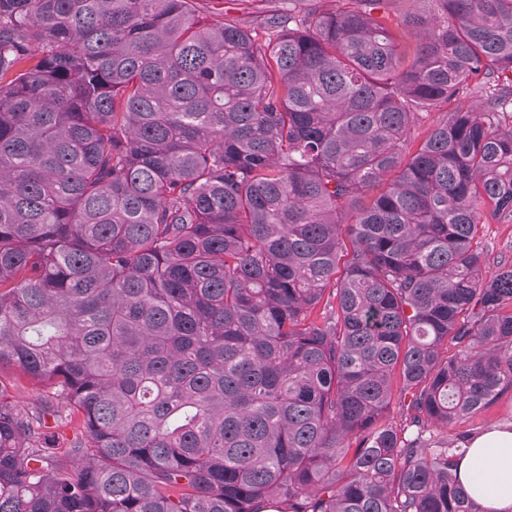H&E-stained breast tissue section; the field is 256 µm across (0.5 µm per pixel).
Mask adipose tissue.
<instances>
[{"mask_svg":"<svg viewBox=\"0 0 512 512\" xmlns=\"http://www.w3.org/2000/svg\"><path fill=\"white\" fill-rule=\"evenodd\" d=\"M457 476L483 512H512V422L489 424L474 436Z\"/></svg>","mask_w":512,"mask_h":512,"instance_id":"adipose-tissue-1","label":"adipose tissue"}]
</instances>
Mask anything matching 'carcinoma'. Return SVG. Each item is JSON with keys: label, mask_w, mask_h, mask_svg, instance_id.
Listing matches in <instances>:
<instances>
[{"label": "carcinoma", "mask_w": 512, "mask_h": 512, "mask_svg": "<svg viewBox=\"0 0 512 512\" xmlns=\"http://www.w3.org/2000/svg\"><path fill=\"white\" fill-rule=\"evenodd\" d=\"M194 2L0 0V512H483L512 0ZM478 241L486 270L493 273L501 260H512V221L482 224ZM2 380L16 386V390L11 393L12 396H8L10 401L15 402L16 397H19L18 399L25 404H31L36 401V393L33 391L31 383L20 373H5L2 376Z\"/></svg>", "instance_id": "1"}]
</instances>
